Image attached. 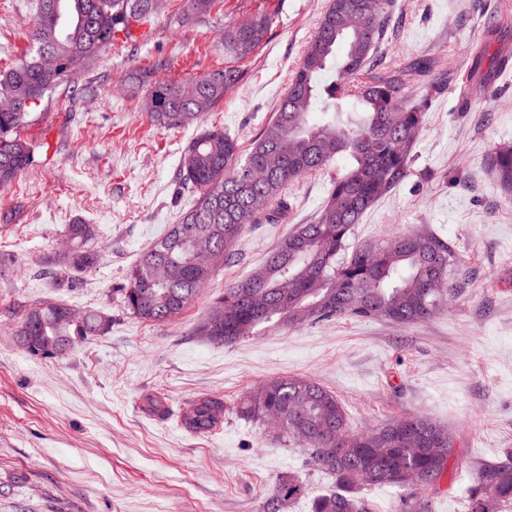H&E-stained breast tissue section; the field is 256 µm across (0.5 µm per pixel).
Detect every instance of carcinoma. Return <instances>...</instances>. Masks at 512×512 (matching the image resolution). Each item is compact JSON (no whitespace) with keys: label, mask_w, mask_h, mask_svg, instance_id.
Returning a JSON list of instances; mask_svg holds the SVG:
<instances>
[{"label":"carcinoma","mask_w":512,"mask_h":512,"mask_svg":"<svg viewBox=\"0 0 512 512\" xmlns=\"http://www.w3.org/2000/svg\"><path fill=\"white\" fill-rule=\"evenodd\" d=\"M164 0H38L29 48L0 68V186L33 162L35 149L19 130L29 125L45 95L85 69L128 24L143 23ZM395 0H330L277 112L247 151L224 130L200 131L187 147L182 182L198 202L169 226L130 266L121 289L123 308L145 321L179 315L239 250L250 224L288 220V184L327 168L336 172L317 215L297 225L248 276L224 289L196 327V335L233 344L262 329L317 324L353 317L396 325L425 322L446 310L452 293L445 281L458 267L454 248L434 231L388 235L355 247V224L396 189L424 122L429 93L404 95L408 70L378 72L372 61L387 33ZM270 18L257 15L224 27V51L243 58L263 40ZM497 33L484 37L467 81L483 91L512 68L509 55L492 51ZM239 80L238 71L215 70L188 83L150 82L148 112L160 129L193 124L212 111ZM317 110L329 119L315 123ZM497 183L512 194V144L490 156ZM95 228L70 224L73 246L55 273L56 285L73 286L75 274L94 266ZM63 303L27 309L16 336L30 354H62V338L109 332L112 319L90 312L69 319ZM238 414L271 426L272 438L300 447L333 485L313 499L312 512H373L364 491L398 490L401 512H434V497L449 461L472 475L466 512H512V452L494 462H475L455 448V437L428 415L397 416L378 427H353L337 395L312 378L281 375L261 382L239 403ZM187 431L209 434L224 422V399L198 397L177 414ZM296 473L278 478L263 512H285L305 496Z\"/></svg>","instance_id":"carcinoma-1"}]
</instances>
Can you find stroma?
<instances>
[{
  "label": "stroma",
  "instance_id": "obj_1",
  "mask_svg": "<svg viewBox=\"0 0 512 512\" xmlns=\"http://www.w3.org/2000/svg\"><path fill=\"white\" fill-rule=\"evenodd\" d=\"M329 0H216L195 14L167 0L141 38L119 39L83 72L46 94L21 129L36 148L28 169L0 186V512H261L277 479L296 471L310 512L331 479L301 449L274 441L235 407L253 386L301 375L333 391L364 428L405 412L448 427L457 448L480 461L512 449V198L488 167L512 140V72L483 94L465 79L488 27L512 53V0H397L382 65L433 62L422 132L409 172L355 227L353 242L420 227L459 257L447 313L416 325L342 318L287 327L234 344L211 343L195 326L212 302L260 265L289 226L315 217L325 171L288 188L284 224H255L181 316L164 323L127 314L117 293L128 267L193 207L179 170L201 130L224 129L249 145L275 112ZM36 0H0V67L26 49ZM266 14L271 25L245 58L224 52V27ZM232 68L239 82L196 123L161 130L147 112L144 73L186 83ZM95 225L101 260L72 288L54 274L64 230ZM65 302L105 311L106 335L65 355L26 352L15 330L30 304ZM148 393L173 415L141 412ZM204 394L224 400V424L184 430L176 412Z\"/></svg>",
  "mask_w": 512,
  "mask_h": 512
}]
</instances>
